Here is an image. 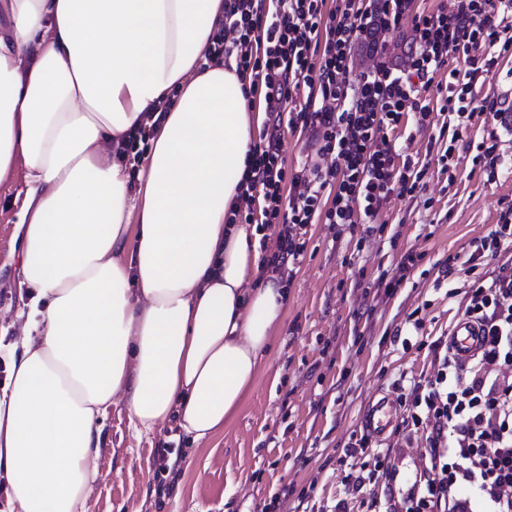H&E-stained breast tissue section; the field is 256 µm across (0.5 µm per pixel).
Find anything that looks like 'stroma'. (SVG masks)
<instances>
[{
  "label": "stroma",
  "mask_w": 512,
  "mask_h": 512,
  "mask_svg": "<svg viewBox=\"0 0 512 512\" xmlns=\"http://www.w3.org/2000/svg\"><path fill=\"white\" fill-rule=\"evenodd\" d=\"M480 53L496 63L477 77L473 95L512 104V51L488 44ZM464 71L449 59L422 92L430 124L408 115L394 133L398 150L422 171L424 189L392 193L374 232L362 224L309 226L282 319L223 431L196 441L171 420L140 434L123 404L109 408L87 512H267L270 504L274 512H370L386 495L402 499L419 462L417 443L398 421L385 440L357 449L359 418L378 391L393 393L398 381L412 387L432 372V342L463 318L467 290L496 266L468 264L470 244L496 224L501 199H512V134L501 135L496 176L473 166L467 149L493 127L491 115L463 130L456 166L440 160L457 125L441 110V88ZM23 196L20 182H0V339L7 343L23 307L14 237ZM408 253L418 257L414 269L385 294L379 277L393 276ZM161 447L181 457L179 477L157 474ZM378 449L390 452L391 480L353 490L348 475L371 468Z\"/></svg>",
  "instance_id": "1"
}]
</instances>
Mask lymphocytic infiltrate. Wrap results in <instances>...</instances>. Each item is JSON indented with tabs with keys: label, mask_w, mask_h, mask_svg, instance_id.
<instances>
[{
	"label": "lymphocytic infiltrate",
	"mask_w": 512,
	"mask_h": 512,
	"mask_svg": "<svg viewBox=\"0 0 512 512\" xmlns=\"http://www.w3.org/2000/svg\"><path fill=\"white\" fill-rule=\"evenodd\" d=\"M409 0H224V18L210 54L231 58L248 79V104L263 101L268 134L246 158L242 196L258 209H231V224L277 226L262 269L284 275L303 255L309 225L371 223L390 195L412 193L419 177L398 162L393 131L406 114L425 122L431 110L418 81L432 79L449 56L462 58L467 82L488 71V44L512 50V0H450L415 15L404 68L378 60L351 78L353 51L371 32L399 26ZM307 88L305 101L296 93ZM311 135L326 168L290 171L285 132ZM512 244V201L498 222L474 240L470 261L494 258ZM464 315L481 326L479 355L462 364L446 341L433 343L434 372L412 390L406 417L425 434L405 512H474L459 490L466 483L488 512H512V264L490 283L471 288Z\"/></svg>",
	"instance_id": "lymphocytic-infiltrate-1"
}]
</instances>
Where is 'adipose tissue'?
<instances>
[{
    "instance_id": "ef3b65f1",
    "label": "adipose tissue",
    "mask_w": 512,
    "mask_h": 512,
    "mask_svg": "<svg viewBox=\"0 0 512 512\" xmlns=\"http://www.w3.org/2000/svg\"><path fill=\"white\" fill-rule=\"evenodd\" d=\"M224 0H0V182L25 194L29 301L0 381L5 512H86L101 422L221 432L287 290L228 224L265 119L208 59ZM162 120L129 176L122 138Z\"/></svg>"
}]
</instances>
